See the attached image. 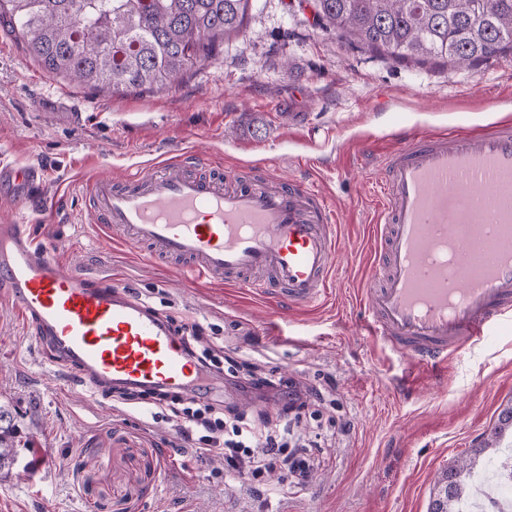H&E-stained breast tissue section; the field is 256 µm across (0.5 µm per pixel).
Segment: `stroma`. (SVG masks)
I'll return each mask as SVG.
<instances>
[{"label":"stroma","instance_id":"obj_1","mask_svg":"<svg viewBox=\"0 0 512 512\" xmlns=\"http://www.w3.org/2000/svg\"><path fill=\"white\" fill-rule=\"evenodd\" d=\"M512 116V53L472 68L417 65L341 44L289 0H253L243 36L163 90L102 94L50 76L0 26V160L41 171L36 204L0 196V219L59 246L68 266L109 271L176 323L224 344V371L251 362L319 394L299 430L314 441L304 486L226 484L150 400L62 391L51 346L0 296V405L30 446L0 472V512H428L437 475L470 456L512 403V321L446 365L418 366L360 333L357 289L373 258V178L403 129ZM84 101L80 122L65 99ZM192 168L268 166L312 180L339 212L333 282L317 306L222 287L122 244L90 211L83 178L123 182L171 153Z\"/></svg>","mask_w":512,"mask_h":512}]
</instances>
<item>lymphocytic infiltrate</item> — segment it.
Returning <instances> with one entry per match:
<instances>
[{"label": "lymphocytic infiltrate", "mask_w": 512, "mask_h": 512, "mask_svg": "<svg viewBox=\"0 0 512 512\" xmlns=\"http://www.w3.org/2000/svg\"><path fill=\"white\" fill-rule=\"evenodd\" d=\"M245 384L258 395L279 396L283 407L276 420L258 421L236 409H225L220 402L196 409L175 407L171 413L177 420V434L187 441L200 438L207 456L223 460L227 480L243 473L258 479L277 470L305 480L311 464L299 454L302 438L292 426L291 415L306 406L309 389H282L256 366L247 373Z\"/></svg>", "instance_id": "lymphocytic-infiltrate-1"}]
</instances>
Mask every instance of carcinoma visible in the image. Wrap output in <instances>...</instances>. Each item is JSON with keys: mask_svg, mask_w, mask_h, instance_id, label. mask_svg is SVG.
Returning <instances> with one entry per match:
<instances>
[{"mask_svg": "<svg viewBox=\"0 0 512 512\" xmlns=\"http://www.w3.org/2000/svg\"><path fill=\"white\" fill-rule=\"evenodd\" d=\"M253 0H0V23L52 75L99 92L167 86L212 59L239 34ZM316 28L351 47L425 64L470 67L512 52V0H307ZM512 428V404L500 411L474 457L498 453ZM24 446L0 405V470ZM463 459L436 479L428 512H459L468 496Z\"/></svg>", "mask_w": 512, "mask_h": 512, "instance_id": "cac0c4a2", "label": "carcinoma"}]
</instances>
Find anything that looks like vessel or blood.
Masks as SVG:
<instances>
[{
  "instance_id": "b4317fda",
  "label": "vessel or blood",
  "mask_w": 512,
  "mask_h": 512,
  "mask_svg": "<svg viewBox=\"0 0 512 512\" xmlns=\"http://www.w3.org/2000/svg\"><path fill=\"white\" fill-rule=\"evenodd\" d=\"M37 178L0 162V188L19 204L30 202ZM375 185L365 333L415 363H446L512 319V120L476 133H404ZM85 189L123 244L180 271L296 305L327 291L338 256L334 211L305 182L240 184L229 170L189 173L174 156L120 185L95 175ZM0 291L52 342L73 386L191 396L206 384L169 322L111 275L69 268L9 220L0 222Z\"/></svg>"
}]
</instances>
